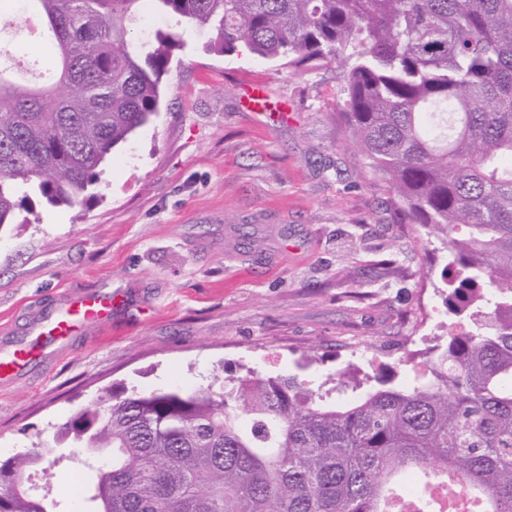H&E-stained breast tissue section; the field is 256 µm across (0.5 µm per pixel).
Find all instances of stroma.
Masks as SVG:
<instances>
[{"instance_id":"1","label":"stroma","mask_w":512,"mask_h":512,"mask_svg":"<svg viewBox=\"0 0 512 512\" xmlns=\"http://www.w3.org/2000/svg\"><path fill=\"white\" fill-rule=\"evenodd\" d=\"M23 78L51 56L28 24ZM158 113L98 169L85 201L38 192L0 227V346L89 290L120 292L111 320L0 379V459L42 446L115 383L194 389L252 368L336 399L341 374L413 372L406 354L467 328L446 315L441 240L397 223L381 177L336 118V64L298 72L183 33ZM262 89L270 107L249 97Z\"/></svg>"}]
</instances>
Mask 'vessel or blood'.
Here are the masks:
<instances>
[{
    "instance_id": "vessel-or-blood-1",
    "label": "vessel or blood",
    "mask_w": 512,
    "mask_h": 512,
    "mask_svg": "<svg viewBox=\"0 0 512 512\" xmlns=\"http://www.w3.org/2000/svg\"><path fill=\"white\" fill-rule=\"evenodd\" d=\"M116 300V294L109 291L84 292L68 299L52 319L34 322L31 333L39 343V356L51 359L87 324L110 318ZM27 369L19 350L0 353V377L21 376Z\"/></svg>"
}]
</instances>
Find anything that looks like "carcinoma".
Wrapping results in <instances>:
<instances>
[{
	"label": "carcinoma",
	"instance_id": "carcinoma-1",
	"mask_svg": "<svg viewBox=\"0 0 512 512\" xmlns=\"http://www.w3.org/2000/svg\"><path fill=\"white\" fill-rule=\"evenodd\" d=\"M142 0H27L56 64L22 84L0 61V226L29 185L74 206L112 149L150 121L178 31L137 44ZM211 46L344 72L338 119L392 189L401 220L448 245V313L472 328L425 352L408 386L387 367L348 401L253 369L193 390L109 387L4 478L109 448L87 512H442L478 493L512 512V0H153ZM8 512H55L14 495Z\"/></svg>",
	"mask_w": 512,
	"mask_h": 512
}]
</instances>
